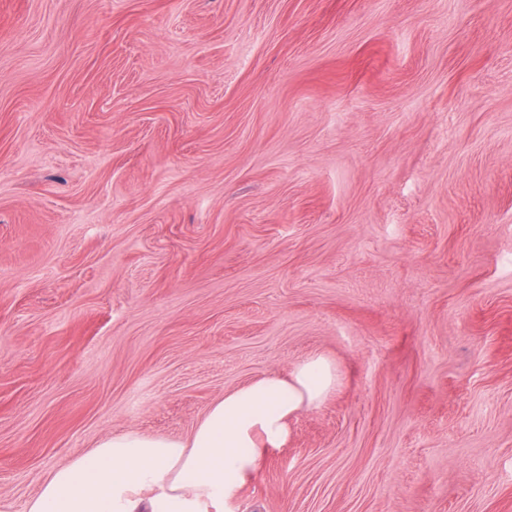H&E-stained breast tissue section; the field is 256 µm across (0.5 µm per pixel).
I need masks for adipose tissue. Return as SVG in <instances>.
Instances as JSON below:
<instances>
[{
	"mask_svg": "<svg viewBox=\"0 0 512 512\" xmlns=\"http://www.w3.org/2000/svg\"><path fill=\"white\" fill-rule=\"evenodd\" d=\"M335 388V365L313 355L226 391L187 437L114 434L54 469L26 512H238L262 458L287 442L290 421Z\"/></svg>",
	"mask_w": 512,
	"mask_h": 512,
	"instance_id": "1",
	"label": "adipose tissue"
}]
</instances>
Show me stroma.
<instances>
[{
  "label": "stroma",
  "instance_id": "1",
  "mask_svg": "<svg viewBox=\"0 0 512 512\" xmlns=\"http://www.w3.org/2000/svg\"><path fill=\"white\" fill-rule=\"evenodd\" d=\"M314 354L244 512H512V0H0V512Z\"/></svg>",
  "mask_w": 512,
  "mask_h": 512
}]
</instances>
